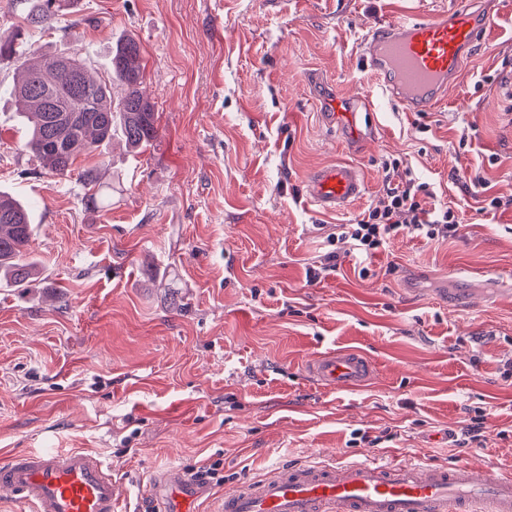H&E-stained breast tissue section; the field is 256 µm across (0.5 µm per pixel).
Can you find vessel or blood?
Returning <instances> with one entry per match:
<instances>
[{"instance_id": "obj_1", "label": "vessel or blood", "mask_w": 512, "mask_h": 512, "mask_svg": "<svg viewBox=\"0 0 512 512\" xmlns=\"http://www.w3.org/2000/svg\"><path fill=\"white\" fill-rule=\"evenodd\" d=\"M489 25L488 17L466 7L397 18L365 37L364 68L406 111H428L444 98ZM363 189L355 166L336 163L311 176L306 196L333 212L358 199ZM371 370L356 350H331L308 366L310 376L327 388L364 384ZM159 485L174 512H191L190 503L203 496L198 479L177 467ZM0 488L31 504L34 512H116L111 471L81 450L16 454L0 462ZM217 512H512V477L493 470L476 474L465 461L306 462L272 468L259 480L224 491Z\"/></svg>"}]
</instances>
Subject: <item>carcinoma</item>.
Here are the masks:
<instances>
[{"mask_svg":"<svg viewBox=\"0 0 512 512\" xmlns=\"http://www.w3.org/2000/svg\"><path fill=\"white\" fill-rule=\"evenodd\" d=\"M63 0H39L27 14L33 27L53 24ZM21 32L0 36V58L16 59L19 78L14 89L18 106L31 124L24 147L48 174L66 176L74 162L84 156L101 157V147L118 131L137 153L159 136L155 105L144 91V66L139 42L127 37L115 43L107 76L97 79L85 59L74 52L61 58H46L35 51L17 47ZM121 87L116 97L113 85ZM98 166L83 173L84 182L94 189L85 203L94 207L104 202L95 189ZM30 215L25 205L9 194L0 193V288H24L37 274L28 261Z\"/></svg>","mask_w":512,"mask_h":512,"instance_id":"carcinoma-1","label":"carcinoma"}]
</instances>
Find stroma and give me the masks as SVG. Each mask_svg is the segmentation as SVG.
<instances>
[{
	"label": "stroma",
	"mask_w": 512,
	"mask_h": 512,
	"mask_svg": "<svg viewBox=\"0 0 512 512\" xmlns=\"http://www.w3.org/2000/svg\"><path fill=\"white\" fill-rule=\"evenodd\" d=\"M459 4L492 25L444 100L414 113L382 97L365 35ZM55 26L25 27V47L103 66L120 37L139 42L159 137L136 157L112 140V204L89 207L78 175L40 173L23 148L15 65L0 59V190L32 206L41 267L0 288V454L92 453L120 512H163L157 473L216 460L237 485L277 463L370 457L512 470V208L478 210L512 195V0H70ZM336 97L355 127L325 122ZM394 158L458 209L459 236L404 235L369 260L344 244L338 272L308 281L328 235L382 198ZM340 160L364 193L319 211L304 183ZM340 349L368 357L369 381L308 378ZM478 407L491 433L455 447Z\"/></svg>",
	"instance_id": "35a3bbf8"
}]
</instances>
